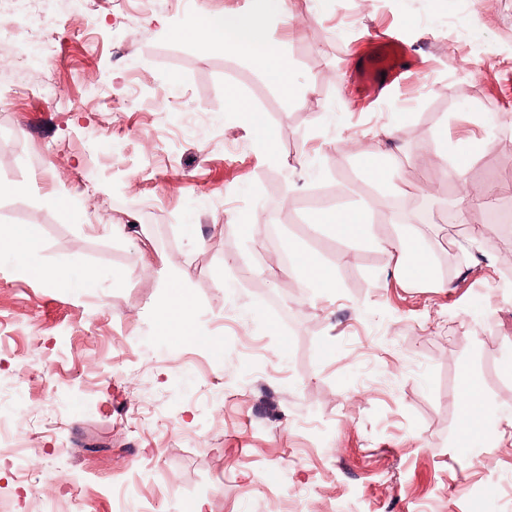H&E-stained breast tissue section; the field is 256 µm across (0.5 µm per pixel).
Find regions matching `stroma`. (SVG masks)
Listing matches in <instances>:
<instances>
[{
    "label": "stroma",
    "instance_id": "obj_1",
    "mask_svg": "<svg viewBox=\"0 0 512 512\" xmlns=\"http://www.w3.org/2000/svg\"><path fill=\"white\" fill-rule=\"evenodd\" d=\"M256 0H58L42 69L0 40V225L39 224L36 257L85 292L25 275L0 251V393L25 449L0 457L13 512H512V0H287L269 19L300 93L285 98L247 53L171 29ZM398 32L426 73L374 107L354 102L358 39ZM54 79L52 96L39 90ZM234 86L277 154L227 111ZM107 99L91 96L92 87ZM397 126L402 139L384 129ZM477 141L466 184L423 191L421 157L450 165ZM387 151L396 194L367 182ZM482 197L463 224L444 220ZM55 197L76 200L63 211ZM360 207L374 240H342L316 209ZM277 236L269 238V215ZM408 231L429 276L402 282L384 240ZM301 247L335 269L325 290L284 272ZM222 353L157 332L168 281ZM480 387L486 438L463 454L457 393ZM61 423L46 425L44 411ZM24 468L35 492L14 476Z\"/></svg>",
    "mask_w": 512,
    "mask_h": 512
}]
</instances>
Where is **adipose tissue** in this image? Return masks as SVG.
<instances>
[{"label": "adipose tissue", "mask_w": 512, "mask_h": 512, "mask_svg": "<svg viewBox=\"0 0 512 512\" xmlns=\"http://www.w3.org/2000/svg\"><path fill=\"white\" fill-rule=\"evenodd\" d=\"M287 15L286 0H261L259 8L245 13H225L208 16L202 21L172 31V38L192 41L220 52L224 47L250 52L254 65L264 71L278 86L282 95L295 98L297 86L292 78L289 61L283 55L268 50L267 18L270 14ZM321 224L338 237L357 240L371 236L367 214L360 208H323L313 215ZM41 246L40 229L35 224L0 226V249L6 250L15 266L28 275L51 283H66L75 288L94 287L97 274L87 269L80 275L68 270L47 269L35 262ZM390 248L397 254L392 273L395 277L411 281L429 275L431 263L423 250L416 248L410 236L402 234L390 241ZM158 331L179 344L215 347L213 337L195 324V304L192 298L172 286L160 307Z\"/></svg>", "instance_id": "1"}]
</instances>
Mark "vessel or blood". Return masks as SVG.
<instances>
[{"label": "vessel or blood", "mask_w": 512, "mask_h": 512, "mask_svg": "<svg viewBox=\"0 0 512 512\" xmlns=\"http://www.w3.org/2000/svg\"><path fill=\"white\" fill-rule=\"evenodd\" d=\"M421 62L394 34H379L362 40L350 75L353 93L373 101L389 88L420 76Z\"/></svg>", "instance_id": "obj_1"}]
</instances>
